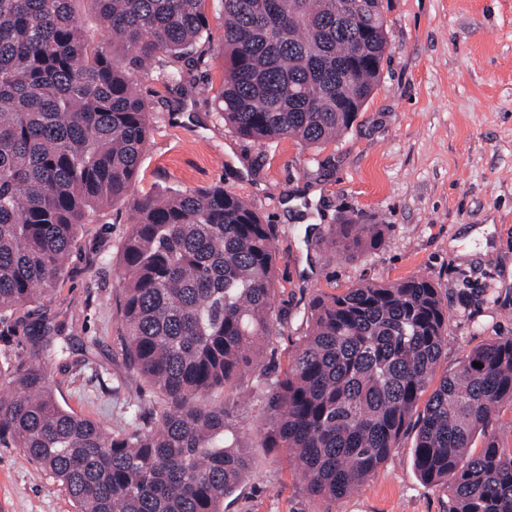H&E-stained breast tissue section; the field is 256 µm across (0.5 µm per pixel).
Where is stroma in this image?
<instances>
[{"label": "stroma", "instance_id": "1", "mask_svg": "<svg viewBox=\"0 0 512 512\" xmlns=\"http://www.w3.org/2000/svg\"><path fill=\"white\" fill-rule=\"evenodd\" d=\"M210 38L186 92L137 73L154 114L137 195L220 183L276 228V295L258 358L210 396L250 436L267 428L266 400L308 328L313 300L358 282L431 279L448 305L440 372L488 341L512 336V0H391L389 51L371 99L338 141L315 150L291 138L260 145L225 124L221 0H206ZM381 224V244L350 256L330 225ZM129 203L82 225L69 273L24 324L0 322V365L38 355L59 403L102 424L154 405L124 377L119 256ZM492 225L485 240L470 229ZM44 331L42 347L31 337ZM414 432L358 490L312 496L286 449L258 448L224 512H448L450 490L413 466ZM0 512H75L57 482L16 448L0 447Z\"/></svg>", "mask_w": 512, "mask_h": 512}]
</instances>
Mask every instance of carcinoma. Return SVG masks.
Segmentation results:
<instances>
[{"instance_id": "obj_1", "label": "carcinoma", "mask_w": 512, "mask_h": 512, "mask_svg": "<svg viewBox=\"0 0 512 512\" xmlns=\"http://www.w3.org/2000/svg\"><path fill=\"white\" fill-rule=\"evenodd\" d=\"M351 2L354 13H343ZM75 0H0V321L68 272L81 225L130 201L119 301L126 369L157 405L114 429L59 404L40 361L6 369L0 445L64 487L77 512H224L248 476L224 390L268 335L275 228L224 185L131 197L150 135L133 70L167 83L202 63L205 0H92L119 68L74 17ZM224 122L259 143L309 148L351 129L381 77L383 0H222ZM354 60L345 79L339 64ZM382 224H336L332 243L367 251ZM309 330L269 391L262 448H286L316 497L349 495L415 428L413 464L450 484L448 512H512V448L485 428L512 402V336L474 350L418 403L448 342V306L428 278L360 283L312 302ZM481 364L476 368L473 363ZM480 451H473L477 434Z\"/></svg>"}]
</instances>
